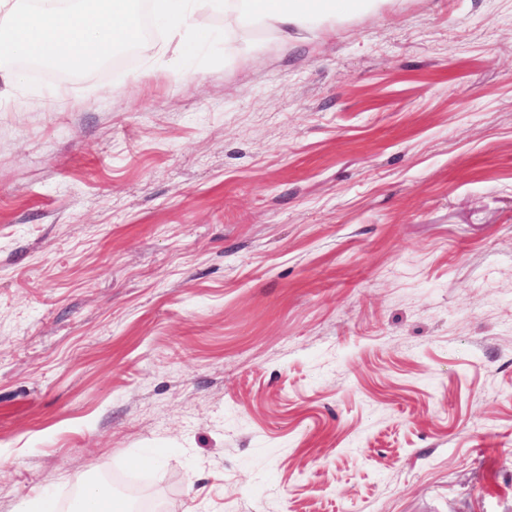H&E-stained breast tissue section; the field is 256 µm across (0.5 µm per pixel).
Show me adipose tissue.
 <instances>
[{
  "instance_id": "adipose-tissue-1",
  "label": "adipose tissue",
  "mask_w": 512,
  "mask_h": 512,
  "mask_svg": "<svg viewBox=\"0 0 512 512\" xmlns=\"http://www.w3.org/2000/svg\"><path fill=\"white\" fill-rule=\"evenodd\" d=\"M381 0H154V12L170 43L193 53L206 35L200 7L224 9V27L233 30L254 19L288 31L320 11L344 14L374 8ZM0 53L39 63L61 62L77 72L96 68L115 50L137 42L140 27L134 0H0Z\"/></svg>"
}]
</instances>
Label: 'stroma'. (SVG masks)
<instances>
[{"instance_id": "obj_1", "label": "stroma", "mask_w": 512, "mask_h": 512, "mask_svg": "<svg viewBox=\"0 0 512 512\" xmlns=\"http://www.w3.org/2000/svg\"><path fill=\"white\" fill-rule=\"evenodd\" d=\"M0 80V512H512V0ZM98 478L92 476L89 481L95 483L86 491V512H130V507L121 500L108 485L97 484Z\"/></svg>"}]
</instances>
